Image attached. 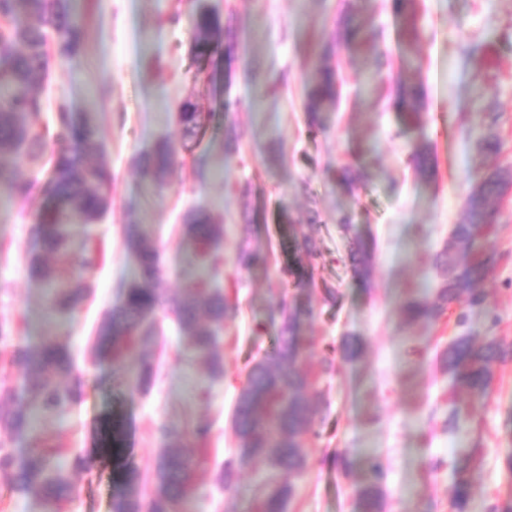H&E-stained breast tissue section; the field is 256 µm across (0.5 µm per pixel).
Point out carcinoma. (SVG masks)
Wrapping results in <instances>:
<instances>
[{"label": "carcinoma", "instance_id": "cac0c4a2", "mask_svg": "<svg viewBox=\"0 0 512 512\" xmlns=\"http://www.w3.org/2000/svg\"><path fill=\"white\" fill-rule=\"evenodd\" d=\"M0 17L5 24L0 29V190L22 201L34 189H41L54 203L37 225L41 251L56 253L66 265L69 277L60 278L38 254L31 255V275L47 288V303L51 314H76L88 296L85 273L96 264L95 252L87 246L74 247L70 215L78 214L84 223L92 224L106 211L112 172L103 166L85 164L83 159L100 154L105 149L92 125L76 130L70 113H56L53 128L41 126L42 98L40 87L48 65L47 30L57 38V54L66 60L81 47V22L71 15L65 0H0ZM195 34L194 50L203 55L212 45L219 44L223 31L219 14L201 9L191 16ZM401 106L410 118L419 116L424 93L418 86L400 89ZM337 87L331 69L323 61L311 63L305 76L304 108L311 120L336 104ZM209 114L191 102L181 105L177 122L183 135L193 137L204 130ZM57 147L52 166L42 176L17 181L13 167L17 160L35 161L49 146ZM425 144L412 147L409 162L419 173L429 165ZM178 162L174 145L162 143L143 168L145 179L162 189ZM505 188L499 172L482 177L467 199L466 217L455 226L448 244L439 252L436 267L440 281L436 298H411L402 305L409 323L438 319L454 303L478 307L486 299L481 288L494 262L491 255H475L471 259L457 253L472 252L483 225L489 223V204L502 195ZM184 238L194 248L195 274L187 288L177 297L163 299L155 288L162 264L158 249L143 229L130 228L126 246L136 255L135 277L122 288L121 302L100 323L95 350L112 351V360L124 364L123 372L129 386L139 392L150 387L154 370L152 363L140 357L129 358L131 352L150 349L158 339L157 311L167 308L181 332L189 340L194 356L208 368L210 379L224 377V359L219 351L218 329L224 322L235 319L238 305L225 298L220 289L209 287L211 280L224 267V225L214 224L204 209H195L186 217ZM239 264L257 267L267 260L256 247H241ZM352 267L361 277L369 274L371 254L362 249L351 254ZM0 343L10 347L8 362L22 372L19 386H0V439L20 434L32 427L34 412H59L76 399L73 388L58 383V378L75 371L67 344L48 339L29 347L12 343L11 330L0 321ZM306 342L296 312L282 320L274 350L256 361L248 371L235 408L234 430L238 451L224 465L221 481L231 488L236 470L253 461L288 474H299L306 466L305 441L317 435L319 420L317 402L313 400L314 380L303 365ZM512 360V343L496 336L477 341L471 334L455 337L448 346L444 362L455 385L471 394H488L494 366ZM209 427L200 421L190 429L163 425L160 427L162 451L156 458L150 476L131 466L122 467L117 480L121 491L112 499V512H177L178 504L191 491L192 455L184 451V441L193 438L203 449ZM472 462V456L459 459L456 467L452 507L455 512H467L470 490L462 474ZM0 471L10 474L12 493L33 497L48 504H58L72 498L75 487L67 476L63 455L42 451L17 461L12 449L0 442ZM382 467L373 463L367 481L359 489L364 512H380ZM292 488L268 485L261 502V512H285Z\"/></svg>", "mask_w": 512, "mask_h": 512}]
</instances>
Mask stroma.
I'll return each instance as SVG.
<instances>
[{"mask_svg":"<svg viewBox=\"0 0 512 512\" xmlns=\"http://www.w3.org/2000/svg\"><path fill=\"white\" fill-rule=\"evenodd\" d=\"M66 3L82 22V46L65 64H50L44 115L63 105L89 120L105 142L96 161L114 176L102 218L89 226L71 218L75 242L89 236L101 249L87 276L90 297L75 317L47 315L44 287L28 269L49 200L37 190L22 202L0 195V321L24 344H69L81 380L65 414L39 417L35 430L9 443L19 460L45 445L70 458L94 456L92 466L71 470L76 493L59 512H111L119 490L108 448L116 418L131 461L145 474L161 449V424L206 420L207 452L194 467L187 512H257L263 463L239 470L229 493L217 477L237 453L232 412L246 373L279 333L281 291L302 310L304 365L317 375L324 418L306 442L302 474H274L276 484L292 488L286 512H362L356 487L374 461L385 472L383 512H452L455 461L464 454L473 457L468 512L512 500V361L495 366L488 396L453 387L441 355L460 329L454 315L410 325L401 311L408 298H432L434 257L463 221L478 178L512 171V0H417L410 11L395 0ZM199 8L216 10L232 30L202 62L189 22ZM348 19L364 33L354 46L338 37ZM320 57L335 68L340 96L314 121L303 107V77ZM401 80L422 82L427 91L418 122L394 105ZM186 101L213 114L195 139L176 123ZM472 129L494 134L498 153L478 154ZM164 141L182 162L158 190L144 181L141 163ZM421 141L436 159L428 177L408 162ZM344 167L356 178L350 191L337 179ZM194 208L224 227L218 283L241 310L224 326V378L210 382L166 318L159 346L148 353L157 366L154 383L147 393L130 392L111 359L92 351L98 325L137 270L125 232L133 224L148 231L162 255L158 286L179 293L193 275L180 228ZM491 208L495 230L473 248L495 263L482 283L486 301L469 310L465 328L512 342V187ZM298 232L318 253L311 291L286 273L299 265ZM245 241L269 249L266 269L238 264ZM361 243L373 255L364 281L349 259ZM325 283L335 300H325ZM348 336L359 347L350 361L340 354ZM327 360L335 366L329 375L320 371ZM206 385L212 397L203 405L197 393Z\"/></svg>","mask_w":512,"mask_h":512,"instance_id":"stroma-1","label":"stroma"}]
</instances>
